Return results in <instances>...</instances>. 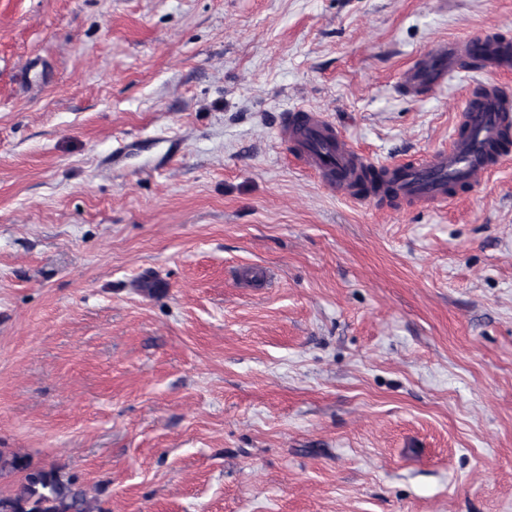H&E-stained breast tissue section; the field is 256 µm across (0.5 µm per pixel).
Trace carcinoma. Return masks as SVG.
I'll list each match as a JSON object with an SVG mask.
<instances>
[{"mask_svg":"<svg viewBox=\"0 0 512 512\" xmlns=\"http://www.w3.org/2000/svg\"><path fill=\"white\" fill-rule=\"evenodd\" d=\"M19 474L17 484L0 491V512H102L76 476L61 466L34 467L29 458L0 448V479Z\"/></svg>","mask_w":512,"mask_h":512,"instance_id":"cac0c4a2","label":"carcinoma"}]
</instances>
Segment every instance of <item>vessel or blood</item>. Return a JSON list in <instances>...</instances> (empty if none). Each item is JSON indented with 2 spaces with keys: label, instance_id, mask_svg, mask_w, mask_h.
I'll return each mask as SVG.
<instances>
[{
  "label": "vessel or blood",
  "instance_id": "1",
  "mask_svg": "<svg viewBox=\"0 0 512 512\" xmlns=\"http://www.w3.org/2000/svg\"><path fill=\"white\" fill-rule=\"evenodd\" d=\"M468 58L477 60L492 79L483 84L477 99L466 101L463 106L467 134L415 165H387V175L393 178L401 201L444 203L448 199L447 179H456L473 189L485 181L498 163L494 147L512 124V94L503 91L493 76L512 70V46L491 42L480 34L436 44L403 70L398 87L412 93H427L458 72L460 63ZM278 137L322 186L358 199V184L372 161L351 149L322 113L302 106L294 108L283 115Z\"/></svg>",
  "mask_w": 512,
  "mask_h": 512
}]
</instances>
